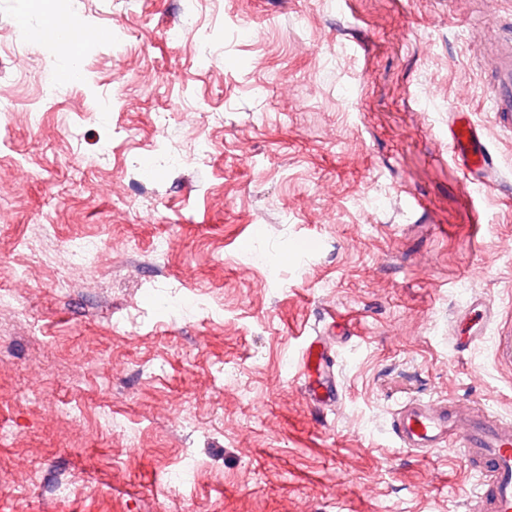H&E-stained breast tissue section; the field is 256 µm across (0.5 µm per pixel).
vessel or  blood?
I'll list each match as a JSON object with an SVG mask.
<instances>
[{"mask_svg":"<svg viewBox=\"0 0 512 512\" xmlns=\"http://www.w3.org/2000/svg\"><path fill=\"white\" fill-rule=\"evenodd\" d=\"M493 23L499 48L485 71L489 109L499 122L512 126V17L500 15ZM448 149L478 189L492 185L494 162L485 128L468 113L448 121ZM462 328L452 342L464 352L481 342L496 322L497 312L487 300L475 297L459 313ZM304 391L316 406L331 408L341 400L342 387L325 346L305 350L301 364ZM390 427L400 447L425 456L447 446L458 447L475 479L474 498L483 512H512V421L479 404L452 399L411 400L392 415Z\"/></svg>","mask_w":512,"mask_h":512,"instance_id":"obj_1","label":"vessel or blood"}]
</instances>
